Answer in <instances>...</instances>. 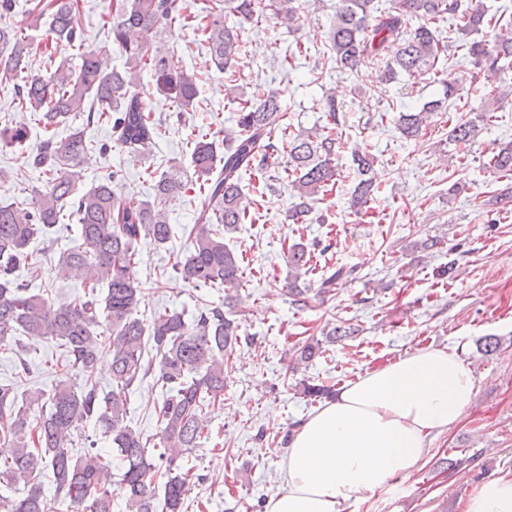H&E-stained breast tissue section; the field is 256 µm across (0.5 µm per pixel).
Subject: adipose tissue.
<instances>
[{
    "mask_svg": "<svg viewBox=\"0 0 512 512\" xmlns=\"http://www.w3.org/2000/svg\"><path fill=\"white\" fill-rule=\"evenodd\" d=\"M476 377L431 346L357 376L295 432L266 512H347L421 466L430 440L469 406ZM463 512H512V472L484 482Z\"/></svg>",
    "mask_w": 512,
    "mask_h": 512,
    "instance_id": "1",
    "label": "adipose tissue"
}]
</instances>
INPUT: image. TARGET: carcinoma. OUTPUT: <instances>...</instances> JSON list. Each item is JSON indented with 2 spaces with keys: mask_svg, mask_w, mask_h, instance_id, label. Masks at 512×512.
<instances>
[{
  "mask_svg": "<svg viewBox=\"0 0 512 512\" xmlns=\"http://www.w3.org/2000/svg\"><path fill=\"white\" fill-rule=\"evenodd\" d=\"M374 0H338L327 34L326 47L336 63L350 72L398 44L396 55L385 62L381 80L390 82L401 73L409 76L431 68L447 46L440 44L430 24L450 15L457 30L469 34L492 24L488 9L476 0H392L379 11ZM297 0H214L204 25L211 59L218 70L233 66L239 47L237 24L267 15L292 27L297 20ZM15 0H0V84L12 85L20 106L29 109L47 129L66 122L70 116L86 114V124L106 116L117 134L121 148L146 150L157 135L158 124L143 98L131 92L138 72L147 66L153 73L157 92L169 97L179 111L197 98L194 75L174 57L150 53L140 41L147 28H164L186 10L183 0H121L112 12V45L126 57L122 70L105 71L98 53L85 47L83 34L75 24L78 0H50L49 36L80 50L77 67L59 64L47 74L28 66V36L5 22ZM417 19L419 25L408 28ZM474 69L501 70L512 64V30L498 34L490 44L475 41L468 47ZM509 93L492 96L488 106L473 119H459L448 131V141L468 144L478 134L479 125L493 123L494 113L503 108ZM442 100L409 108L400 113L398 129L407 139H416ZM285 117L280 95L272 92L256 102H245L237 113L236 130L224 131V155L216 154L213 142L196 141L192 164L203 178L206 203L194 226L188 251L176 258L174 272L192 287L221 285L227 302L239 300L238 256L224 243V236L244 223L250 201L241 187L242 173L263 169L277 153L273 142ZM28 139L21 126L0 128V143L16 145ZM89 147L82 129L65 138L50 135L31 149L28 162L48 175L44 189L22 208L0 202V346H8L18 336L50 337L63 342L66 360L61 379L53 393L29 392L18 403L17 383L30 373L22 362L16 381L0 384V439L12 442L11 456L0 458V479L27 487L24 496L11 502L10 512H49L42 491V470L52 471L55 489L71 503L87 512H112V480L95 442L76 455L72 435L88 420L111 438L112 448L123 465L119 491L128 512H184L190 487L200 477L178 460L185 451L197 447L209 427L208 408L224 403V355L238 345L239 323L227 317L224 304L209 306L187 323L181 314L166 312L149 324L134 316L140 288L134 265L137 247L145 242L159 247L168 242L171 224L167 219V198L185 188L176 175L164 173L156 183L154 202H137L118 197L112 184L118 173L80 188ZM337 140L331 133L293 138L288 143L289 181L299 199L291 212L296 224H304L312 212V202L326 192L336 176ZM359 175L353 195L356 213L370 201L376 190L374 156L360 149L352 152ZM487 167L504 175L512 174V144L497 151ZM75 221L80 243L63 253L61 264L82 278L85 300L74 306H56L42 293L29 291L13 279L17 266H38L29 245L61 223ZM311 261V251L302 243L288 247L291 272L288 294L298 306H307V290L300 287L302 270ZM354 270L338 268L319 280L317 294L332 292L337 282ZM105 289L100 293L99 289ZM357 329L345 322L333 323L326 340L341 341ZM151 346L158 362L144 359ZM112 358V382L103 390L93 381L79 389L69 382L73 372L94 371L99 355ZM323 353L321 341L305 343L295 353L296 364L313 361ZM161 387L163 399L156 408L160 442L164 451L153 458L141 433L125 423L127 397L132 388L147 378ZM50 403L48 413L29 420L27 409L42 399ZM164 479L162 496L152 486L154 476Z\"/></svg>",
  "mask_w": 512,
  "mask_h": 512,
  "instance_id": "cac0c4a2",
  "label": "carcinoma"
}]
</instances>
